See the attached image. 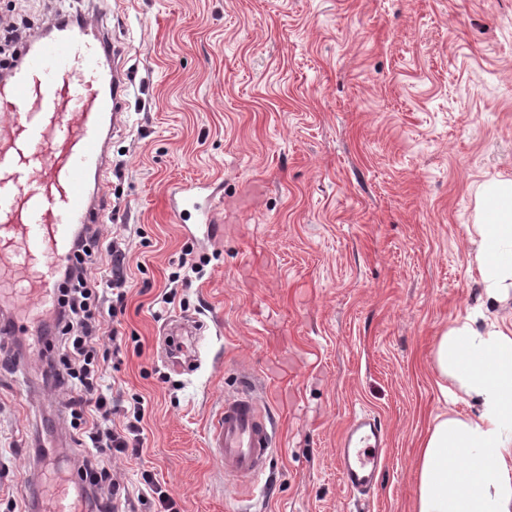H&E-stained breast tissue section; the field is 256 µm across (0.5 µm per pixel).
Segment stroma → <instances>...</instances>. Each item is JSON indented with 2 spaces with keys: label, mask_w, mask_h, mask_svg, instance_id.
I'll list each match as a JSON object with an SVG mask.
<instances>
[{
  "label": "stroma",
  "mask_w": 512,
  "mask_h": 512,
  "mask_svg": "<svg viewBox=\"0 0 512 512\" xmlns=\"http://www.w3.org/2000/svg\"><path fill=\"white\" fill-rule=\"evenodd\" d=\"M63 11L111 34L131 83L92 228L125 253L103 392L145 408L123 481L151 473L180 512H414L430 424L473 411L432 351L481 302L476 187L512 176V0H0V41ZM195 183L217 189L218 235L169 204ZM186 254L203 277L171 282ZM0 343L21 351L0 368V512H39L81 455L68 394L37 337ZM243 373L276 435L251 492L208 446ZM361 412L388 433L366 502L336 455Z\"/></svg>",
  "instance_id": "obj_1"
}]
</instances>
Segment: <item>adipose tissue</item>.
<instances>
[{
	"mask_svg": "<svg viewBox=\"0 0 512 512\" xmlns=\"http://www.w3.org/2000/svg\"><path fill=\"white\" fill-rule=\"evenodd\" d=\"M469 236L484 305L512 300V176L483 182ZM434 364L475 406L437 416L421 442L415 512H512V316L437 337Z\"/></svg>",
	"mask_w": 512,
	"mask_h": 512,
	"instance_id": "ef3b65f1",
	"label": "adipose tissue"
}]
</instances>
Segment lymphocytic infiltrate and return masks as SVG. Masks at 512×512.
<instances>
[{
	"label": "lymphocytic infiltrate",
	"instance_id": "1",
	"mask_svg": "<svg viewBox=\"0 0 512 512\" xmlns=\"http://www.w3.org/2000/svg\"><path fill=\"white\" fill-rule=\"evenodd\" d=\"M104 256L115 265L124 261L115 244L100 246L94 236L82 240L76 268L61 273L59 310L44 335L49 373L56 386L70 393L64 407L70 441L84 451L77 474L97 495L98 512H136L137 500L151 496L157 497L161 512H178L175 500L151 474L142 473L133 493L107 465L111 458L138 455L144 407L138 398L128 408L114 405L100 390V338L119 313L117 305L102 307L99 291L87 276L88 267ZM118 415L123 418L119 424L114 421Z\"/></svg>",
	"mask_w": 512,
	"mask_h": 512
}]
</instances>
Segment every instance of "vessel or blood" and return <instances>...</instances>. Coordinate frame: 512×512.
I'll use <instances>...</instances> for the list:
<instances>
[{
    "label": "vessel or blood",
    "mask_w": 512,
    "mask_h": 512,
    "mask_svg": "<svg viewBox=\"0 0 512 512\" xmlns=\"http://www.w3.org/2000/svg\"><path fill=\"white\" fill-rule=\"evenodd\" d=\"M0 75V309L9 332L38 335L56 308L58 272L74 263L76 231L99 222L103 170L118 102L129 86L112 37L89 20L53 19ZM212 446L234 482L255 481L273 448L272 423L240 378L212 422ZM386 441L381 420L354 416L339 437L341 478L369 494ZM43 512H82L67 484L48 487Z\"/></svg>",
    "instance_id": "obj_1"
}]
</instances>
